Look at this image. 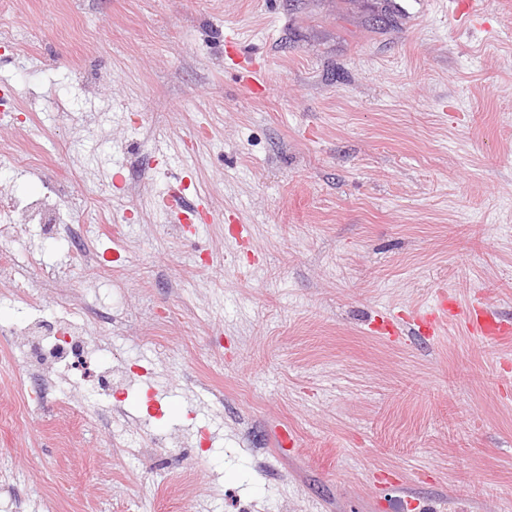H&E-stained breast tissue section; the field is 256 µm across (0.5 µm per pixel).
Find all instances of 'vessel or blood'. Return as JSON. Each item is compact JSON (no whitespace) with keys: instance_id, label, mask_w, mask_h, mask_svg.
<instances>
[{"instance_id":"b4317fda","label":"vessel or blood","mask_w":512,"mask_h":512,"mask_svg":"<svg viewBox=\"0 0 512 512\" xmlns=\"http://www.w3.org/2000/svg\"><path fill=\"white\" fill-rule=\"evenodd\" d=\"M237 79L255 97H265L270 91L266 78L257 75L255 68H240ZM159 198L168 223L194 231L198 215L204 210V200L200 197L193 201L187 198L183 176L173 177L160 192ZM453 323L464 325L471 335L485 343L494 346L512 344V321L505 319L497 304L485 297L460 307L451 296L442 294L426 315L410 317L383 312L378 321L372 322L371 329L395 342L415 336L430 343L442 336L447 326Z\"/></svg>"}]
</instances>
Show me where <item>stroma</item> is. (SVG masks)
I'll return each mask as SVG.
<instances>
[{
    "label": "stroma",
    "mask_w": 512,
    "mask_h": 512,
    "mask_svg": "<svg viewBox=\"0 0 512 512\" xmlns=\"http://www.w3.org/2000/svg\"><path fill=\"white\" fill-rule=\"evenodd\" d=\"M229 30L267 97L237 82ZM7 86L0 189L56 185L103 230L75 263L15 214L0 327L108 310L89 347L126 398L117 432L87 369L30 398L0 335V512H403L407 492L512 512V352L368 327L441 289L512 312V0L464 26L449 0H12ZM183 170L254 252L166 222ZM226 225V237L232 239L238 247L245 248L246 244L251 243L252 233L249 224H243L241 218L235 216L222 215L221 223Z\"/></svg>",
    "instance_id": "stroma-1"
}]
</instances>
